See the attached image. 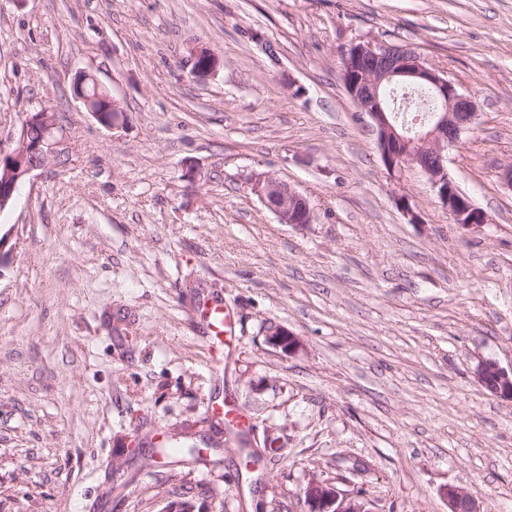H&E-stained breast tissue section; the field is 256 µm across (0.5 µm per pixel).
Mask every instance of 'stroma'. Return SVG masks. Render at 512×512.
<instances>
[{
  "label": "stroma",
  "instance_id": "stroma-1",
  "mask_svg": "<svg viewBox=\"0 0 512 512\" xmlns=\"http://www.w3.org/2000/svg\"><path fill=\"white\" fill-rule=\"evenodd\" d=\"M362 41L412 48L475 103L446 165L479 231L420 169H385L343 81ZM199 44L223 65L198 83ZM81 71L124 128L75 99ZM44 108L52 154L0 209V512H162L182 495L307 512L314 475L373 512H448L449 486L512 512V403L474 377L483 358L512 367V0H0V146ZM256 172L299 190L310 223H280ZM207 295L235 322L219 367ZM276 326L303 350L268 346ZM227 398L257 470L210 429ZM160 436L224 463L145 453L108 488L116 454ZM214 412L218 415L224 414V421L229 425L230 428L237 430H244L249 426V418L247 415L238 407L235 406L231 401L224 400V406L215 405Z\"/></svg>",
  "mask_w": 512,
  "mask_h": 512
}]
</instances>
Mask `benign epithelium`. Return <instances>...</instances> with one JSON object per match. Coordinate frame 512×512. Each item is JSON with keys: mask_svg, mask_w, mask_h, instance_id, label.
<instances>
[{"mask_svg": "<svg viewBox=\"0 0 512 512\" xmlns=\"http://www.w3.org/2000/svg\"><path fill=\"white\" fill-rule=\"evenodd\" d=\"M220 65L218 54L207 46L191 51L190 74L204 79ZM346 90L360 111L373 123L381 159L388 171L395 173L408 166H417L425 173L442 205L454 223L465 230H478L487 223L485 213L460 190L448 176V148L459 143L464 132L475 123L478 112L472 100L460 93L447 75L431 68L412 49L372 42H359L350 47L343 59ZM414 81L427 86L440 102L434 123L416 133V139L399 134L386 114L381 88L386 84ZM112 117L101 118L92 112L102 126L117 129L123 126L125 113L120 103L110 98ZM55 122L46 109L27 115L17 133L15 144L0 148V206L7 205L18 187L33 171L42 167L50 156ZM259 200L283 224H308L311 210L307 199L290 184L267 173H256L250 180ZM266 343L288 355L297 354L303 343L298 336L283 328H272ZM477 382L495 396L512 400V368L502 367L496 360L483 358L475 368ZM449 512H480L479 504L464 490L448 487L443 491ZM308 512H373L369 502L359 494L346 493L335 484L316 476L304 488Z\"/></svg>", "mask_w": 512, "mask_h": 512, "instance_id": "benign-epithelium-1", "label": "benign epithelium"}]
</instances>
